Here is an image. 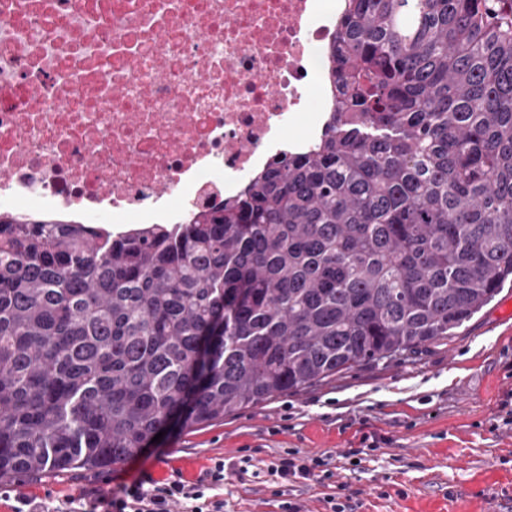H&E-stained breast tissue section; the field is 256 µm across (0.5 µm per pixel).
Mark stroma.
Returning <instances> with one entry per match:
<instances>
[{
	"instance_id": "obj_1",
	"label": "stroma",
	"mask_w": 512,
	"mask_h": 512,
	"mask_svg": "<svg viewBox=\"0 0 512 512\" xmlns=\"http://www.w3.org/2000/svg\"><path fill=\"white\" fill-rule=\"evenodd\" d=\"M512 282L448 341L388 364H362L297 392H284L224 420L187 432L169 426L161 441L99 473L72 471L0 485V506L19 497L61 502L118 492L160 467H211L220 457L248 460L245 477L224 481V512H283L290 500L304 512H325L328 489L311 480L276 497L270 461L294 451L331 454L334 479L353 512H416L436 499L455 500L487 486L507 512L512 483ZM375 449H362L363 434Z\"/></svg>"
}]
</instances>
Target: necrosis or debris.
Segmentation results:
<instances>
[{"mask_svg": "<svg viewBox=\"0 0 512 512\" xmlns=\"http://www.w3.org/2000/svg\"><path fill=\"white\" fill-rule=\"evenodd\" d=\"M336 0H0V213L187 222L332 110Z\"/></svg>", "mask_w": 512, "mask_h": 512, "instance_id": "1", "label": "necrosis or debris"}]
</instances>
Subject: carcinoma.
Instances as JSON below:
<instances>
[{
	"label": "carcinoma",
	"instance_id": "carcinoma-1",
	"mask_svg": "<svg viewBox=\"0 0 512 512\" xmlns=\"http://www.w3.org/2000/svg\"><path fill=\"white\" fill-rule=\"evenodd\" d=\"M318 146L184 224L0 215V481L447 339L512 280V0H344Z\"/></svg>",
	"mask_w": 512,
	"mask_h": 512
}]
</instances>
